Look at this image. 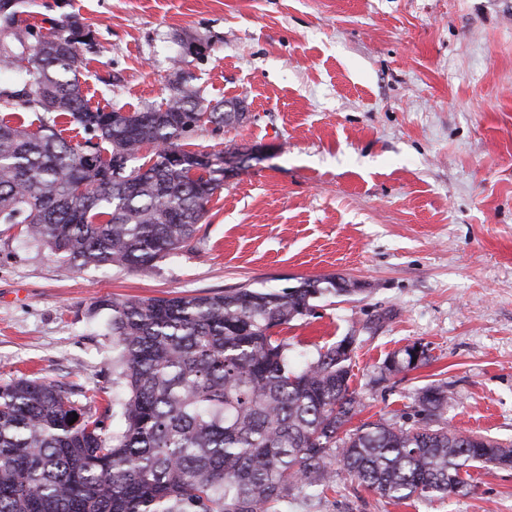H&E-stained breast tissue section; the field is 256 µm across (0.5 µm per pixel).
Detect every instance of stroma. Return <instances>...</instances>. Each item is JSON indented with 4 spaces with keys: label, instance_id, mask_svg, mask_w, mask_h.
<instances>
[{
    "label": "stroma",
    "instance_id": "stroma-1",
    "mask_svg": "<svg viewBox=\"0 0 512 512\" xmlns=\"http://www.w3.org/2000/svg\"><path fill=\"white\" fill-rule=\"evenodd\" d=\"M39 25L80 14L103 51L90 106L164 103L183 41L204 97L246 117L192 139L250 159L211 199L190 249L147 272L74 271L0 224V382L42 378L112 401L101 298L282 289L336 276L346 295L283 331L294 354L355 337L359 420L403 422L430 384L464 433L512 442V0H35ZM428 348L414 370L386 357ZM333 487L284 512H512V468H470L467 495L394 503L334 464ZM420 348V347H419ZM417 348V346L413 345L411 347H407L403 350L404 357L401 359H396V353L391 355L390 357H387L385 360V364H389L386 368L390 372H403L412 370L417 367L418 363H422L423 361L427 360V354L426 351L421 348V350ZM420 350L421 351V357L419 358V361L417 363L413 362V352Z\"/></svg>",
    "mask_w": 512,
    "mask_h": 512
}]
</instances>
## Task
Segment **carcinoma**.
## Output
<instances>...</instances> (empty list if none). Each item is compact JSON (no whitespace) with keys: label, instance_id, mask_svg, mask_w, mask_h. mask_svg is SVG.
<instances>
[{"label":"carcinoma","instance_id":"carcinoma-1","mask_svg":"<svg viewBox=\"0 0 512 512\" xmlns=\"http://www.w3.org/2000/svg\"><path fill=\"white\" fill-rule=\"evenodd\" d=\"M21 2L0 0V112L43 117L35 131L0 118V224L22 225L70 269L149 271L190 246L223 188L192 168L186 146L208 127L242 123L241 102L205 98L178 55L180 81L164 105L93 109L79 80L89 27L76 14L45 30L17 24ZM63 119L80 140L62 136ZM332 292L353 289L304 278L277 291L100 301L112 311V371L124 389L112 428L64 386L0 382V512H283L292 490L333 482L335 457L394 502L466 494L462 473L512 446L448 428L443 387L420 389L410 427L347 429L358 406L349 337L291 365L274 329ZM416 350L386 358L387 370L416 368Z\"/></svg>","mask_w":512,"mask_h":512}]
</instances>
